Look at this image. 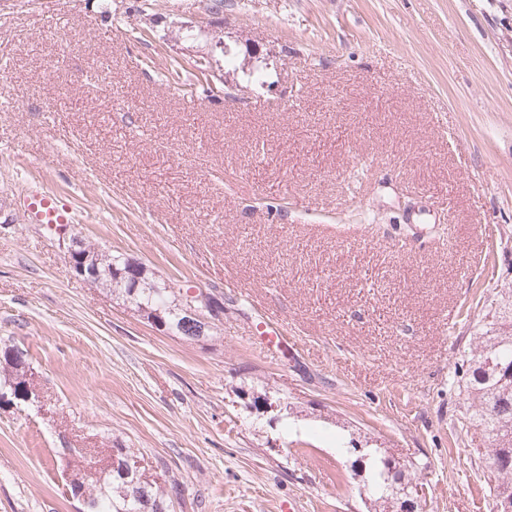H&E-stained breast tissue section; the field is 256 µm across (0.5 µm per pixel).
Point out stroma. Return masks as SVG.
<instances>
[{"mask_svg": "<svg viewBox=\"0 0 512 512\" xmlns=\"http://www.w3.org/2000/svg\"><path fill=\"white\" fill-rule=\"evenodd\" d=\"M211 4L0 0V346L43 400L0 408V512H78L67 449L115 446L180 482L171 512H371L348 448L420 463L417 512H492L453 377L512 289V0ZM216 35L236 101L183 92ZM28 182L223 321L188 341L70 274Z\"/></svg>", "mask_w": 512, "mask_h": 512, "instance_id": "1", "label": "stroma"}]
</instances>
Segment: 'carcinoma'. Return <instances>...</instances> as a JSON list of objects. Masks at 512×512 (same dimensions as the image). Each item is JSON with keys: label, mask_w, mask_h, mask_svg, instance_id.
I'll use <instances>...</instances> for the list:
<instances>
[{"label": "carcinoma", "mask_w": 512, "mask_h": 512, "mask_svg": "<svg viewBox=\"0 0 512 512\" xmlns=\"http://www.w3.org/2000/svg\"><path fill=\"white\" fill-rule=\"evenodd\" d=\"M211 41L214 46L207 64L196 65L200 73L198 86L186 89L192 98L199 87L204 93L213 92L209 76L214 57H222L226 65L233 61V52L224 47L223 37L214 36ZM124 265L122 254L99 252L101 286L122 297L143 316L162 314L167 328L189 341L194 340V327L186 322L179 294L160 282L144 281L137 286L133 279L117 278L115 272L124 269ZM17 351L16 345L0 349V389L21 390L33 385L30 362L15 358ZM456 373L462 375L459 395L465 407V421L471 426L484 427L492 435L493 444L487 449L489 480L493 486V512H499L503 500H512V310L506 308L492 316L481 335L475 337V344L464 353ZM68 452L73 458L72 471L81 476V484L73 496L83 500V512H170L173 499L180 495L175 484L165 486L149 480L138 466L125 474L109 465L104 475L82 449L70 448ZM386 455L385 450L366 448L360 463H352L364 470V487L375 502L387 495L398 479L406 477L403 471L390 474L384 462Z\"/></svg>", "instance_id": "obj_1"}]
</instances>
